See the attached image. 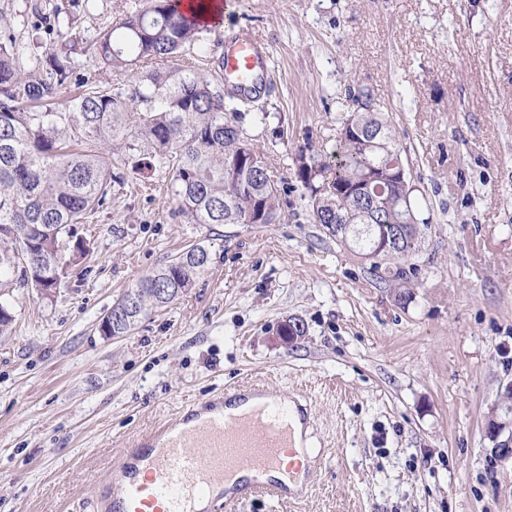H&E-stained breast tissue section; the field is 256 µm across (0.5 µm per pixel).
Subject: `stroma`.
<instances>
[{
    "label": "stroma",
    "mask_w": 512,
    "mask_h": 512,
    "mask_svg": "<svg viewBox=\"0 0 512 512\" xmlns=\"http://www.w3.org/2000/svg\"><path fill=\"white\" fill-rule=\"evenodd\" d=\"M141 0H94L85 38ZM271 50L265 111L242 126L288 189L277 224H190L171 173L117 140L112 197L86 231L81 281L15 287L0 335V512H95L123 450L212 394L269 385L301 405L311 481L217 512H512V464L485 421L512 380V0H233ZM389 117L430 207L401 278L308 217L296 176L327 158L360 93ZM213 255L193 288L128 335L102 317L188 245ZM291 316L307 333L277 336Z\"/></svg>",
    "instance_id": "stroma-1"
}]
</instances>
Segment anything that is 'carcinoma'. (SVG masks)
Here are the masks:
<instances>
[{"label": "carcinoma", "mask_w": 512, "mask_h": 512, "mask_svg": "<svg viewBox=\"0 0 512 512\" xmlns=\"http://www.w3.org/2000/svg\"><path fill=\"white\" fill-rule=\"evenodd\" d=\"M180 0H147L92 43L119 86H92L62 103L59 90L72 82L79 35L57 49L30 51L0 14V277L20 269L19 284L54 290L91 249L78 230L111 196L112 142L143 139L170 171L179 213L192 224H248L284 219L288 191L245 136L244 113L224 93V57L214 71L197 68L186 46L206 47L215 27L199 23L203 3L187 15ZM370 99L342 121L336 151L322 160L300 155L297 178L309 192V215L341 245L368 256L384 239L392 247L371 264L410 254L395 246L403 220L419 216L418 197L395 179L401 158L393 128L375 116ZM366 135L357 138L354 129ZM210 250L191 245L168 265L140 279V310L122 317L126 296L106 315L116 320L105 336H123L157 308L151 289L173 301L211 264Z\"/></svg>", "instance_id": "obj_1"}]
</instances>
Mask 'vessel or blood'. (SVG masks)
I'll return each instance as SVG.
<instances>
[{"mask_svg":"<svg viewBox=\"0 0 512 512\" xmlns=\"http://www.w3.org/2000/svg\"><path fill=\"white\" fill-rule=\"evenodd\" d=\"M270 50L248 30L224 46V87L240 97H254L269 78ZM259 398L255 411L228 419L225 405ZM287 403L267 387L220 392L186 409L179 418L125 449L105 489V512H192L214 487L240 473L265 476L242 482L236 493L263 489L272 497L288 495L275 480L285 453L294 451Z\"/></svg>","mask_w":512,"mask_h":512,"instance_id":"vessel-or-blood-1","label":"vessel or blood"}]
</instances>
